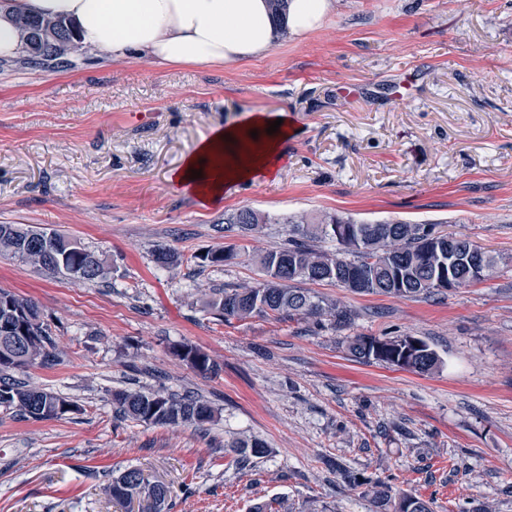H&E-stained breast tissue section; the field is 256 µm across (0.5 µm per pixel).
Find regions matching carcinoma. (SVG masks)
I'll return each mask as SVG.
<instances>
[{"instance_id": "1", "label": "carcinoma", "mask_w": 512, "mask_h": 512, "mask_svg": "<svg viewBox=\"0 0 512 512\" xmlns=\"http://www.w3.org/2000/svg\"><path fill=\"white\" fill-rule=\"evenodd\" d=\"M31 21L51 29L63 41L57 48H46V54L57 55L54 67H70L74 53L88 52L73 24L22 13L15 16V22L26 39L16 63L24 67H48L40 54L30 51ZM224 223L241 232L254 231L261 224H284L288 239L283 246L256 257L263 276L261 282L237 288L208 289L202 308L222 322L255 316L275 321L297 317L312 319L318 324L333 320L338 327L346 326L353 320L352 311L315 294L307 288L308 284L330 282L353 293L399 299L444 296L445 290L429 283V270L436 253L446 254L451 250L464 254L474 247L466 238L438 230L435 223L411 224L396 217L365 222L329 211L271 217L251 208H240L224 214ZM334 224H356L359 232L344 237L336 234ZM327 240L336 243V251L319 246ZM476 252L475 264L483 270L481 282L484 283L495 274L499 259L482 247L476 248ZM2 253H9L52 275L65 273L72 281L83 284L98 283L109 274L106 260L77 239L59 234L54 242L47 243L33 227L25 224H0ZM239 257V252L227 246L211 248L203 254L195 252L188 257L165 246L154 252V262L160 267L186 262L198 272L224 266ZM397 272L402 273L403 283L399 288H392L390 282ZM7 320L13 321L15 329L10 335L0 329V407L16 409L36 420L60 418L79 411L75 402L61 394L4 375L6 370L24 372L34 366L45 367L54 357L53 338L41 320L37 305L0 289V324ZM347 349L354 358L384 362L411 372L429 373L440 366V359L430 345L411 335L353 336L347 341ZM176 355L202 375L218 371L217 364L197 346L182 344ZM112 405L119 417L151 425H202L214 418V409L207 401L190 396L177 398L163 391L114 390ZM228 448L241 466L268 453L262 441L247 437L231 443ZM326 465L343 474L352 487L365 484L360 474L347 470L337 460L328 459ZM105 493L126 505L127 512H165L168 509V487L162 482L150 481L137 468H130L112 479ZM372 493L373 512H433L431 502L411 493L396 495L385 483H374Z\"/></svg>"}]
</instances>
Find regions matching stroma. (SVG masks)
Wrapping results in <instances>:
<instances>
[{
  "instance_id": "1",
  "label": "stroma",
  "mask_w": 512,
  "mask_h": 512,
  "mask_svg": "<svg viewBox=\"0 0 512 512\" xmlns=\"http://www.w3.org/2000/svg\"><path fill=\"white\" fill-rule=\"evenodd\" d=\"M64 70L0 62V224L77 237L106 258L76 284L0 254V289L39 307L56 362L28 383L80 405L32 420L0 407V512H123L103 493L127 468L169 488L167 512H371L323 457L431 501L434 512H512V0H335L325 24L222 68H159L75 55ZM416 81L401 104L380 88ZM287 112L274 179L203 206L169 176L215 127ZM320 210L439 222L501 261L441 300L317 293L351 327L308 319L222 323L204 289L261 281L252 260L193 274L153 252L283 243L284 225L228 232L224 214ZM412 335L442 361L418 374L350 356L348 337ZM189 343L219 366L194 371ZM116 389L201 396L213 422L176 428L116 416ZM262 440L236 467L227 446Z\"/></svg>"
}]
</instances>
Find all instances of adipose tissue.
I'll return each mask as SVG.
<instances>
[{
  "mask_svg": "<svg viewBox=\"0 0 512 512\" xmlns=\"http://www.w3.org/2000/svg\"><path fill=\"white\" fill-rule=\"evenodd\" d=\"M332 8L333 0H287L277 16L269 0H12L0 10V57L15 56L22 46L14 14L32 13L73 22L83 45L112 62L136 57L162 67H221L265 55L282 36H305ZM274 119L253 109L244 122L213 129L171 172L170 183L210 206L237 183L273 178L293 133L287 120L267 133ZM251 132L257 138L245 144Z\"/></svg>",
  "mask_w": 512,
  "mask_h": 512,
  "instance_id": "ef3b65f1",
  "label": "adipose tissue"
}]
</instances>
